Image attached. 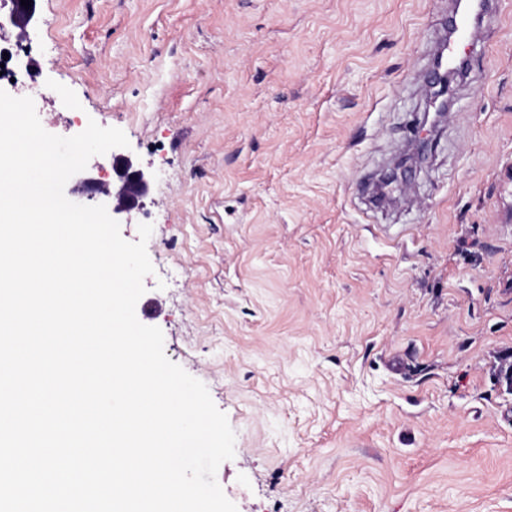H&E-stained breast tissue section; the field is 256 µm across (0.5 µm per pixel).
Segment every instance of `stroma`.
<instances>
[{
  "instance_id": "35a3bbf8",
  "label": "stroma",
  "mask_w": 512,
  "mask_h": 512,
  "mask_svg": "<svg viewBox=\"0 0 512 512\" xmlns=\"http://www.w3.org/2000/svg\"><path fill=\"white\" fill-rule=\"evenodd\" d=\"M449 0H37L43 128L154 174L138 320L235 432L237 512H512V5L372 207Z\"/></svg>"
}]
</instances>
